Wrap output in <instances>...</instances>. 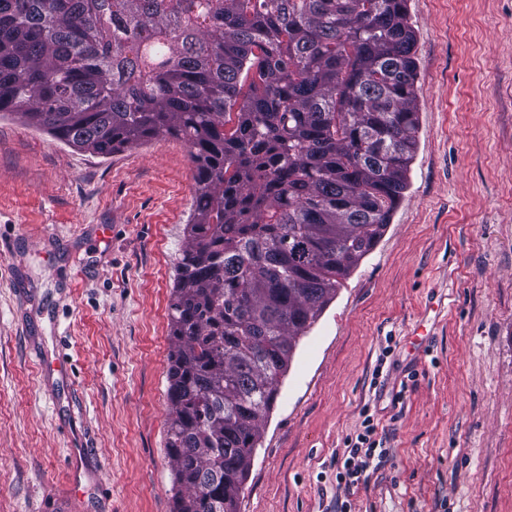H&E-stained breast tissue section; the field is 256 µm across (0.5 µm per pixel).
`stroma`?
Instances as JSON below:
<instances>
[{
	"label": "stroma",
	"mask_w": 512,
	"mask_h": 512,
	"mask_svg": "<svg viewBox=\"0 0 512 512\" xmlns=\"http://www.w3.org/2000/svg\"><path fill=\"white\" fill-rule=\"evenodd\" d=\"M407 8L409 186L298 338L239 512H512V0ZM195 190L178 139L101 157L0 115V512H173L168 303ZM57 349L68 373L38 371ZM366 406L388 454L348 492ZM81 442L99 463L74 497Z\"/></svg>",
	"instance_id": "obj_1"
}]
</instances>
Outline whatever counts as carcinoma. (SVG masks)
I'll use <instances>...</instances> for the list:
<instances>
[{
    "mask_svg": "<svg viewBox=\"0 0 512 512\" xmlns=\"http://www.w3.org/2000/svg\"><path fill=\"white\" fill-rule=\"evenodd\" d=\"M407 0H0V112L196 165L169 309L173 512H237L296 338L377 245L417 148Z\"/></svg>",
    "mask_w": 512,
    "mask_h": 512,
    "instance_id": "1",
    "label": "carcinoma"
}]
</instances>
